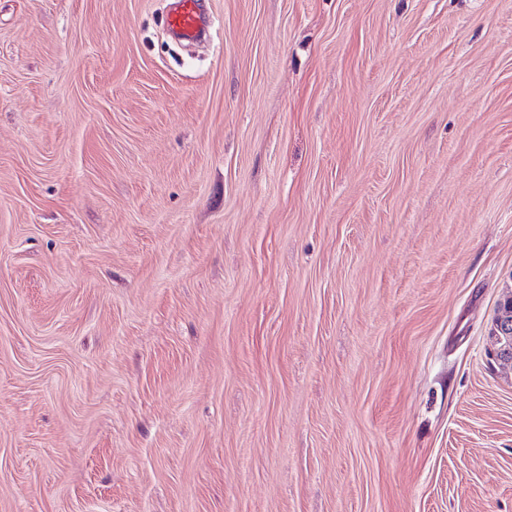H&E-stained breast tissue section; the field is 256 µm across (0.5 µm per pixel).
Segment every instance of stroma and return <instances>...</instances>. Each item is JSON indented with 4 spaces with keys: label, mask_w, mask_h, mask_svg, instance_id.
Returning <instances> with one entry per match:
<instances>
[{
    "label": "stroma",
    "mask_w": 512,
    "mask_h": 512,
    "mask_svg": "<svg viewBox=\"0 0 512 512\" xmlns=\"http://www.w3.org/2000/svg\"><path fill=\"white\" fill-rule=\"evenodd\" d=\"M0 0V512H512V0ZM205 23L203 0H177L167 16L169 29L185 40H193ZM492 344L488 350L490 361L511 364L507 361L512 355V316L510 302L501 303L491 331Z\"/></svg>",
    "instance_id": "1"
}]
</instances>
